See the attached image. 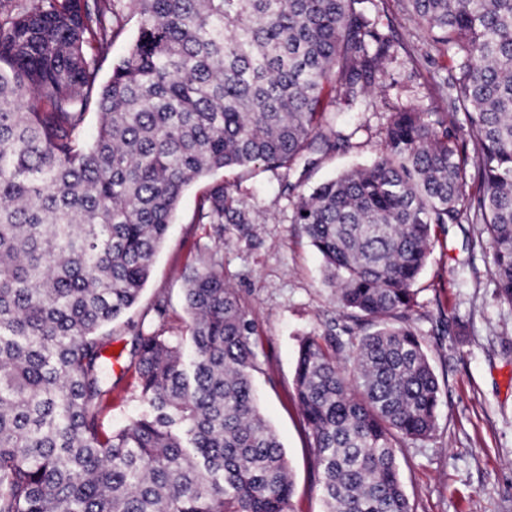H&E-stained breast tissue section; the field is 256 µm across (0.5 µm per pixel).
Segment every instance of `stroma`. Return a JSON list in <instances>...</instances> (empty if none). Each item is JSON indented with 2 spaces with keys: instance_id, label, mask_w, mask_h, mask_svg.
<instances>
[{
  "instance_id": "1",
  "label": "stroma",
  "mask_w": 512,
  "mask_h": 512,
  "mask_svg": "<svg viewBox=\"0 0 512 512\" xmlns=\"http://www.w3.org/2000/svg\"><path fill=\"white\" fill-rule=\"evenodd\" d=\"M387 8L392 34L415 55L417 70L390 64L373 86L374 99L391 89L405 106L443 111L440 86L448 57L437 52L424 59L420 34L404 21L395 0ZM388 119L382 108L337 114L347 142L322 160L312 181L371 161L384 144ZM217 181L234 185L254 212L252 223L224 226V278L253 323L259 364L254 386L291 469L290 512H323L312 438L294 397L295 356L302 337L341 334L345 321L323 281L320 257L291 221L295 203L277 198L271 173L226 169L185 190L129 318L139 319L164 295L172 304L168 333H185L183 275L198 264L196 241H209L213 234L211 225L195 223L196 205ZM433 239L411 325L439 380L438 426L431 438L401 448L400 479L412 512H512V304L496 293L486 236L446 225L435 228Z\"/></svg>"
}]
</instances>
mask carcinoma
I'll return each instance as SVG.
<instances>
[{
  "mask_svg": "<svg viewBox=\"0 0 512 512\" xmlns=\"http://www.w3.org/2000/svg\"><path fill=\"white\" fill-rule=\"evenodd\" d=\"M122 2L0 0V512H288L252 322L224 280L222 223L252 220L231 185L198 202L215 238L186 276L188 336L166 334L164 295L159 328L127 322L129 354L99 333L136 305L184 190L235 167L298 199L351 322L345 343L304 337L295 371L324 512H412L397 449L437 426L410 324L433 227H480L512 304V0H398L452 62L446 110L385 103L380 154L307 195L346 141L323 115L371 106L399 50L415 64L383 31L385 0H130L138 36L101 83ZM114 361L149 412L107 430Z\"/></svg>",
  "mask_w": 512,
  "mask_h": 512,
  "instance_id": "obj_1",
  "label": "carcinoma"
}]
</instances>
